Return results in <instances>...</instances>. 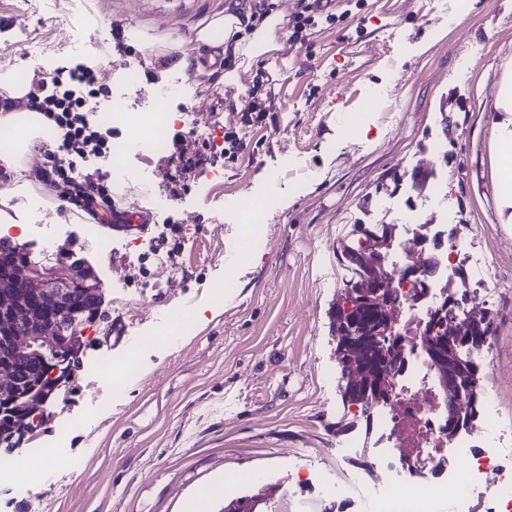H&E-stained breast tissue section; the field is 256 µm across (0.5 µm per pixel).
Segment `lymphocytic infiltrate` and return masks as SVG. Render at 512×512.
Here are the masks:
<instances>
[{
  "label": "lymphocytic infiltrate",
  "mask_w": 512,
  "mask_h": 512,
  "mask_svg": "<svg viewBox=\"0 0 512 512\" xmlns=\"http://www.w3.org/2000/svg\"><path fill=\"white\" fill-rule=\"evenodd\" d=\"M97 94L90 68L78 63L42 75L31 83L26 95L29 111L43 115L61 132L49 153L51 165L45 178L69 185V203L93 217L112 209V192L104 176L82 171L84 163L109 157L112 151L114 132L99 124L89 105Z\"/></svg>",
  "instance_id": "obj_1"
}]
</instances>
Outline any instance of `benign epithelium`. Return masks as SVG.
<instances>
[{
  "instance_id": "7a95c632",
  "label": "benign epithelium",
  "mask_w": 512,
  "mask_h": 512,
  "mask_svg": "<svg viewBox=\"0 0 512 512\" xmlns=\"http://www.w3.org/2000/svg\"><path fill=\"white\" fill-rule=\"evenodd\" d=\"M396 229L377 236L356 257V263L374 269L378 278L371 296L384 301L387 315L369 343L382 350L402 334V305L400 294L388 286L390 279L387 267L393 249ZM79 287L84 294L94 298L102 296L100 280L80 260L58 261L51 266H35L29 261H17L13 255L0 250V345L9 349L11 355L37 366L44 389L33 388L22 392L17 388L14 369L8 361L0 363V400L6 396L24 407L27 416L35 417L56 390L65 385L69 370L65 369L63 357L77 354L75 339L64 335L58 322L73 314L71 290ZM366 299L355 294L343 304L336 306L332 316L354 331ZM448 330V354L435 353L433 370L441 388L448 390V415L462 413L465 395L470 387V358L461 350V340L474 332L489 337L493 335V324L477 305H454L444 323ZM376 375L386 393L376 402H388L398 396L396 373L389 359L380 361ZM398 441L403 458L414 456L422 446V430L417 423H400L393 433Z\"/></svg>"
}]
</instances>
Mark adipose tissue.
<instances>
[{"label": "adipose tissue", "instance_id": "ef3b65f1", "mask_svg": "<svg viewBox=\"0 0 512 512\" xmlns=\"http://www.w3.org/2000/svg\"><path fill=\"white\" fill-rule=\"evenodd\" d=\"M281 22V16L272 12L266 14L256 26L251 25L249 17L237 13L217 15L203 24L194 37L177 42L179 57L176 64L183 68L199 65V48L203 45L211 48L216 56L230 54L251 61L270 56L279 48L274 30ZM0 86L8 90L10 97L17 103L15 111L0 117V128L17 130L19 136L13 140L12 146L17 153H25L33 145L37 134H48V121L45 117H38L36 131L23 132L19 117L26 110L25 93L16 87L11 76L6 73L0 74ZM492 146L497 205L501 208L512 207V131L498 124L493 125Z\"/></svg>", "mask_w": 512, "mask_h": 512}]
</instances>
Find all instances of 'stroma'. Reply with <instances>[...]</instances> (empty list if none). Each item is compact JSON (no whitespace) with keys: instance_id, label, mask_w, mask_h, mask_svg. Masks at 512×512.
I'll return each instance as SVG.
<instances>
[{"instance_id":"35a3bbf8","label":"stroma","mask_w":512,"mask_h":512,"mask_svg":"<svg viewBox=\"0 0 512 512\" xmlns=\"http://www.w3.org/2000/svg\"><path fill=\"white\" fill-rule=\"evenodd\" d=\"M260 0H0V73L34 75L80 62L110 107L114 97L150 111L160 88L178 93L171 134L206 143L214 163L167 179L168 153L132 154L110 168L118 211L147 214V230L95 224L66 201L68 187L35 181L46 147L30 148L21 176L0 194V236L20 238L35 259L54 264L69 250L96 272L103 301L79 322L80 365L12 455L39 464L0 483V512H198L278 485L263 512H282L289 490L309 494L313 474L335 479L345 438L341 374L330 312L352 272L341 246H357V224L463 229L469 255L485 260L499 292L487 312L496 352L493 386L512 425V223L496 209L491 126L512 64V0H318L316 25L293 39L297 0H273L283 14L281 48L253 63L216 61L202 73L175 67V45L224 8ZM136 77L124 83L128 64ZM237 66L239 84L224 81ZM389 93L385 112L367 109L371 90ZM265 100L272 118L245 121ZM247 147L224 156V135ZM432 170L423 192L393 173ZM274 204L260 224L243 222L244 199ZM169 200L158 209L156 198ZM174 221L177 253L159 262L152 229ZM204 310L205 318L192 315ZM123 323L139 363L117 383L89 373L112 354ZM41 448L58 449L42 466Z\"/></svg>"}]
</instances>
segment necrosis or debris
I'll return each instance as SVG.
<instances>
[{
  "label": "necrosis or debris",
  "instance_id": "necrosis-or-debris-1",
  "mask_svg": "<svg viewBox=\"0 0 512 512\" xmlns=\"http://www.w3.org/2000/svg\"><path fill=\"white\" fill-rule=\"evenodd\" d=\"M157 104L156 111L140 116L133 106L116 101L100 118L114 125L140 122L130 145L159 152L166 147L168 132L166 115L161 111L166 101L161 98ZM428 230L425 247L436 255L433 278L440 281L452 272L465 251L466 240L449 238L444 224L429 225ZM400 289L409 317L402 342L406 363L396 381L398 390L409 394L423 386L428 374L419 325L434 300L431 294H420L418 283L411 279L403 281ZM491 353L487 345L477 355L481 394L472 426L448 435L443 428V401L436 395H427L421 403L409 400L387 407L367 424L369 434L385 448L371 462L375 470L372 482H364L357 469L344 479L321 484L320 496L341 499L349 512H437L441 507L448 512H512V428L500 424L497 400L487 391L493 377L488 369ZM409 419L421 420L427 441L419 453L405 461L388 451L386 444L395 422Z\"/></svg>",
  "mask_w": 512,
  "mask_h": 512
}]
</instances>
